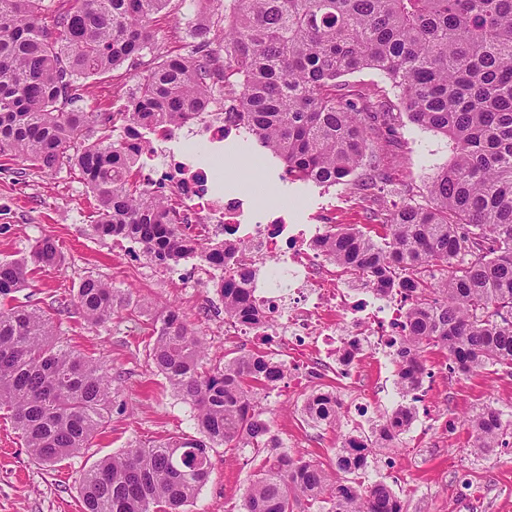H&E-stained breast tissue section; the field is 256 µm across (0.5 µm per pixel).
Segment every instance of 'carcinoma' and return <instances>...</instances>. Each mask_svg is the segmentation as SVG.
<instances>
[{"mask_svg": "<svg viewBox=\"0 0 512 512\" xmlns=\"http://www.w3.org/2000/svg\"><path fill=\"white\" fill-rule=\"evenodd\" d=\"M47 31L45 0H0V155L40 170L77 169L97 207L93 231L138 244L151 261L176 266L196 257L232 267L214 282L224 319H256L241 283L255 278L243 244L202 242L172 222L162 198L132 188L135 154L118 134L177 127L215 96L232 104L224 127L247 135L290 182L343 186L370 195L388 176L375 147L396 122L451 140L454 157L422 203L383 206V233L338 224L315 247L336 266L406 297L392 342L402 397L416 400L429 355L449 369L512 375V0H215L211 18L190 25L187 53L158 47L154 16L170 0H67ZM220 40V50L211 48ZM155 52L125 112H85L83 81ZM372 69L399 91L375 104L341 78ZM61 263L44 237L27 257L0 261V409L11 413L25 448L53 467L90 447L112 411V369L63 344L52 317L12 294L30 265ZM105 327L132 298L94 276L73 297ZM150 356L169 387L196 410L198 435L139 442L99 459L79 479L83 512H184L207 483L210 452L249 448L261 464L239 512H406L386 483L351 481L370 451L388 448L414 417L402 405L361 448L336 449L328 463L295 456L271 434L262 394L286 366L246 351L202 368L204 342L174 308L160 311ZM307 418L338 425L342 403L308 399ZM478 453L508 447L502 413L484 406L467 418Z\"/></svg>", "mask_w": 512, "mask_h": 512, "instance_id": "1", "label": "carcinoma"}]
</instances>
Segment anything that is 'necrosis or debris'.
Listing matches in <instances>:
<instances>
[{
    "mask_svg": "<svg viewBox=\"0 0 512 512\" xmlns=\"http://www.w3.org/2000/svg\"><path fill=\"white\" fill-rule=\"evenodd\" d=\"M121 136L139 157L146 190L162 192L180 225L204 227V237H227L246 248L245 258L264 272L247 285L259 322L242 323L237 334L247 342L276 337L294 359L288 374L306 378L325 367H359L367 351L390 348L398 336L404 299L378 295L371 286L343 285L326 272V258L312 242L323 234L318 224H295L286 214L255 209L250 198L224 197L196 160V144L224 141V103L214 99L178 130L159 128L141 141L136 128ZM279 253L277 273L264 271V259Z\"/></svg>",
    "mask_w": 512,
    "mask_h": 512,
    "instance_id": "obj_1",
    "label": "necrosis or debris"
}]
</instances>
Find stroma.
Here are the masks:
<instances>
[{
    "mask_svg": "<svg viewBox=\"0 0 512 512\" xmlns=\"http://www.w3.org/2000/svg\"><path fill=\"white\" fill-rule=\"evenodd\" d=\"M214 9L211 2L170 0L155 22L162 51L187 52L186 20L210 16ZM149 63L144 57L139 65L91 78L85 111L124 109L137 75ZM395 136V144L380 151L390 175L380 199L353 195L340 186L291 183L277 169L266 174V207L289 211L302 222L329 214L338 224H366L375 203L390 208L404 204L398 192L401 184H412L415 194H425L434 173L453 156L450 140L405 119ZM21 167V160L0 156V260L29 254L37 240L50 237L60 246L62 264L47 272L34 270L28 288L16 293V302L48 307L53 297L68 294L93 274L131 294L136 303L119 311L105 328L89 325L75 310L60 318L64 344L107 363L118 379L106 429L85 453L44 469L26 452L9 415L0 411V512H82L78 480L98 458L136 440L196 433L192 405L171 392L148 357L153 321L162 307L176 306L203 332L207 363L222 362L225 354L244 350L245 345L235 326L224 321V307L213 287L214 268L197 259L167 268L145 257L137 244L98 237L91 229L95 199L73 170L31 168L20 178L15 171ZM443 362L441 352L432 354L428 366L434 377L423 387L412 423L391 447L369 456L362 479L390 484L408 512H512V447L477 454L464 425L474 408L487 404L512 422V377L493 370L446 375L440 371ZM358 378L363 386L359 392L346 388L344 377L333 370L319 381L323 388L335 389L344 404L341 425L335 429L313 428L304 421L301 409L309 386L286 378L267 392L266 418L282 448L326 463L346 432L367 433L383 424L401 402L391 355H367ZM211 462L210 479L188 512H231L257 469L247 448L213 449Z\"/></svg>",
    "mask_w": 512,
    "mask_h": 512,
    "instance_id": "35a3bbf8",
    "label": "stroma"
}]
</instances>
